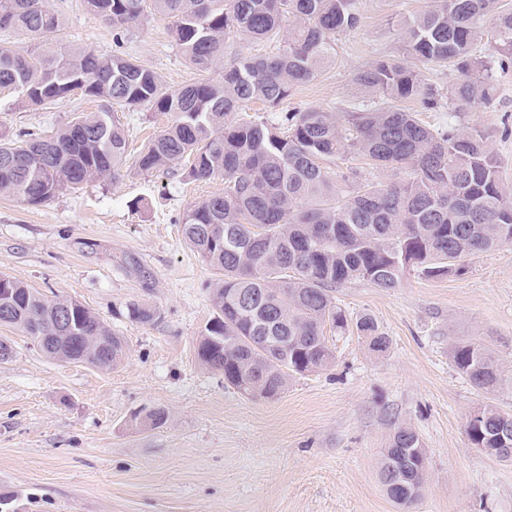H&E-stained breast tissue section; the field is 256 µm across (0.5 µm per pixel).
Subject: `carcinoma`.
<instances>
[{
	"instance_id": "1",
	"label": "carcinoma",
	"mask_w": 512,
	"mask_h": 512,
	"mask_svg": "<svg viewBox=\"0 0 512 512\" xmlns=\"http://www.w3.org/2000/svg\"><path fill=\"white\" fill-rule=\"evenodd\" d=\"M358 0H85L87 9L123 37L159 15L172 20V37L186 62L205 77L177 90L124 52L100 56L86 48L20 41L0 45V92L17 93L42 107L81 96L102 102L80 112L51 135L14 134L0 128V195L32 207L95 180L118 182L128 167L166 171L172 179L224 181V191L184 214L182 235L221 274L210 283L213 317L201 331L200 365L224 373V383L251 400H272L288 380L333 362L325 327L344 331L336 287L359 280L376 288L400 286L411 273L428 278L459 275L465 258L512 244V189L500 162L478 130L452 123L434 127L399 103L438 111L443 94L401 60L381 61L356 80L383 102L353 103L338 122L328 112H285L279 119L229 115L253 101L271 111L294 87L315 79L334 52L336 35L361 24ZM492 20L489 53L474 46ZM64 15L49 0H0V30L28 38L57 34ZM280 41L274 56L234 53L224 62L225 38ZM403 57L442 65L460 74L448 89L458 107L492 105L496 71L512 64V10L502 0H435L408 20ZM222 69L216 78L215 69ZM147 105L169 121L133 161L115 112ZM361 157L376 170L403 173L398 181L355 188L361 172L336 170V160ZM15 289L0 325L37 342L65 336L44 349L59 361L81 356L114 368L125 341L103 319L72 298L50 299L21 280L0 275ZM129 316L143 324L160 313L132 303ZM373 353L390 339L369 315L355 322ZM455 368L478 389L500 382L498 366L482 347L453 344ZM512 414L494 405L466 425L476 448L500 447ZM427 451L409 426H394L379 461L387 497L405 510L420 498Z\"/></svg>"
}]
</instances>
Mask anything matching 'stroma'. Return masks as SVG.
<instances>
[{"label": "stroma", "instance_id": "1", "mask_svg": "<svg viewBox=\"0 0 512 512\" xmlns=\"http://www.w3.org/2000/svg\"><path fill=\"white\" fill-rule=\"evenodd\" d=\"M66 26L52 43L120 50L157 71L167 89L194 82L170 34L154 18L115 41L84 0H51ZM433 0H358V28L338 34L333 62L297 87L282 109L341 114L365 90L356 76L399 58L400 33ZM490 106L424 113L433 124L476 129L512 183V66L498 72ZM98 102L58 100L41 110L0 95V127L49 135ZM223 181H176L131 172L68 190L32 208L0 196V274L44 295L73 298L126 343L122 363L101 369L48 358L0 326L14 353L0 362V497L9 512H401L386 496L377 462L392 423L412 426L427 450L426 482L411 512H512V462L470 444L469 413L492 404L512 412V245L469 257L463 275L415 274L382 290L352 281L336 292L349 320L370 314L390 338L371 354L355 328L328 334L331 367L291 378L273 400H250L196 359L212 316L216 271L181 235L184 212ZM132 302L161 318H129ZM454 343L482 345L504 382L474 387L454 367ZM165 410L147 428L145 410Z\"/></svg>", "mask_w": 512, "mask_h": 512}]
</instances>
